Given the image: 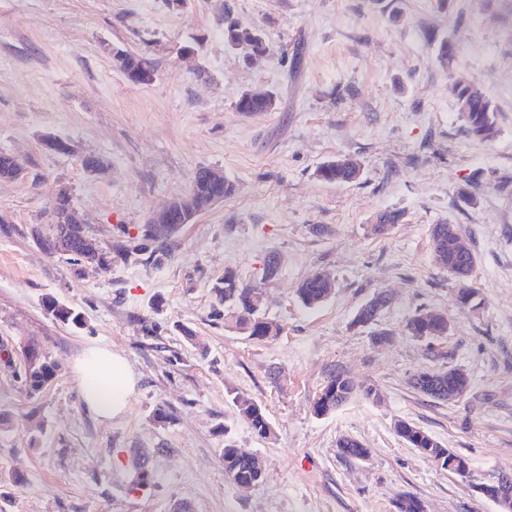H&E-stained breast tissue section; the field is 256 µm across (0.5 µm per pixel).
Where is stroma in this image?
Masks as SVG:
<instances>
[{
    "instance_id": "obj_1",
    "label": "stroma",
    "mask_w": 512,
    "mask_h": 512,
    "mask_svg": "<svg viewBox=\"0 0 512 512\" xmlns=\"http://www.w3.org/2000/svg\"><path fill=\"white\" fill-rule=\"evenodd\" d=\"M259 27L267 52L244 64L224 43V9ZM449 38L455 61L441 67ZM148 58L153 79L129 84L114 55ZM475 83L496 110L497 134L462 129L451 87ZM276 95L272 111L247 117V90ZM68 153L45 148L44 137ZM0 152L18 156L23 178L0 181V495L7 512H395L410 493L425 512H496L456 476L406 447L396 420L413 422L467 458L475 474L512 473V0H0ZM357 158L360 178L329 184L316 171ZM100 158L105 168L84 166ZM224 173L235 192L185 225L171 265H117L76 277L48 257L35 227L52 223L54 193L67 187L90 236L107 246L137 233L150 212L184 193L197 168ZM401 214L389 234L377 214ZM457 224L478 257L473 285L485 301L455 300L432 260L429 227ZM265 284L266 312L284 326L254 341L211 318V288L225 270ZM335 278L331 298L304 308L295 288L311 272ZM387 291L378 328L354 325L360 306ZM51 294L81 312L82 328L55 321ZM447 313L452 332L427 349L408 337L416 311ZM161 333L144 336L142 319ZM201 336L207 355L185 336ZM37 337L61 371L27 398L5 350ZM92 346L122 355L136 377L124 416L104 423L83 404L73 369ZM463 369L465 395L438 402L408 379ZM376 386L314 416L310 401L330 373ZM265 407L274 430L258 437L233 393ZM166 404L172 418L156 424ZM43 430L31 434L24 417ZM351 436L366 460L339 455ZM231 443L263 460L262 480L241 490L225 477ZM155 476L129 490L134 453ZM24 477L14 485L12 473Z\"/></svg>"
}]
</instances>
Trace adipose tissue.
<instances>
[{
    "label": "adipose tissue",
    "instance_id": "obj_1",
    "mask_svg": "<svg viewBox=\"0 0 512 512\" xmlns=\"http://www.w3.org/2000/svg\"><path fill=\"white\" fill-rule=\"evenodd\" d=\"M81 399L100 421L124 415L136 380L120 355L106 348L85 352L75 364Z\"/></svg>",
    "mask_w": 512,
    "mask_h": 512
}]
</instances>
